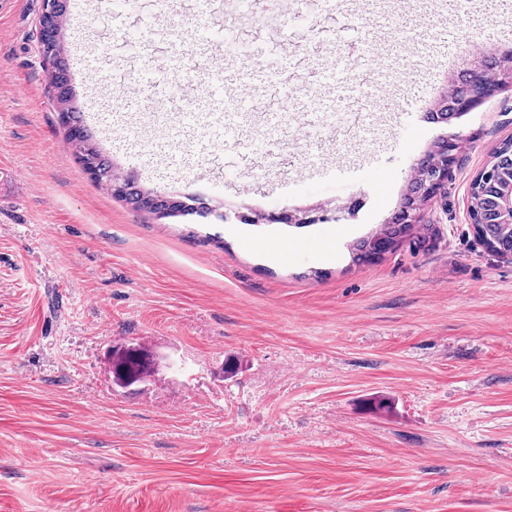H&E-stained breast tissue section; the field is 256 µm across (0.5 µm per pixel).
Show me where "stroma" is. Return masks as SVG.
<instances>
[{
    "label": "stroma",
    "instance_id": "obj_1",
    "mask_svg": "<svg viewBox=\"0 0 512 512\" xmlns=\"http://www.w3.org/2000/svg\"><path fill=\"white\" fill-rule=\"evenodd\" d=\"M68 6L69 52L99 75L73 78L99 147L144 188L233 214L159 218L94 182L39 51L44 0L0 15V512H512V258L468 215L471 178L512 136V88L459 124L425 240L349 257L442 132L425 113L451 44L512 48V6ZM173 26L200 43L196 66L231 69L206 44L229 30L275 76L263 96L214 88L238 108L232 140L216 108L183 127L203 95L189 79L154 123ZM356 200L305 228L236 215ZM119 343L164 357L152 381L113 385Z\"/></svg>",
    "mask_w": 512,
    "mask_h": 512
}]
</instances>
